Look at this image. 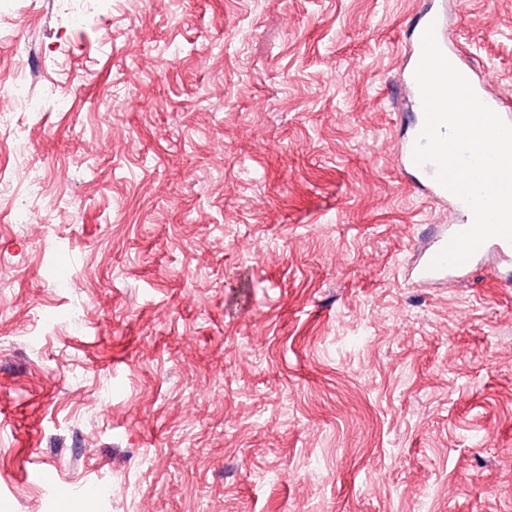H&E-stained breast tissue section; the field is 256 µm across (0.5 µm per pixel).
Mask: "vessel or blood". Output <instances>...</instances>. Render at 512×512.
I'll return each mask as SVG.
<instances>
[{
    "label": "vessel or blood",
    "instance_id": "1",
    "mask_svg": "<svg viewBox=\"0 0 512 512\" xmlns=\"http://www.w3.org/2000/svg\"><path fill=\"white\" fill-rule=\"evenodd\" d=\"M434 26L439 47H446V19L441 11L428 9L420 12L410 30L413 48L411 64H418L422 53V34L427 26ZM424 123L423 111H416L403 135L399 155V169L409 184L428 197L442 202H450L457 216L456 223L435 225L432 233L414 251L409 266L411 283L424 286L437 282L460 281L480 268L487 269L490 278L501 282L512 281V242L501 237L485 241L478 250L463 264L452 267L436 268L432 261L450 242L452 237L466 230L473 216L469 207L456 195H453L436 178V167L427 163L417 165L414 161V146Z\"/></svg>",
    "mask_w": 512,
    "mask_h": 512
}]
</instances>
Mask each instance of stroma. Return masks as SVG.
I'll return each mask as SVG.
<instances>
[{
	"label": "stroma",
	"instance_id": "35a3bbf8",
	"mask_svg": "<svg viewBox=\"0 0 512 512\" xmlns=\"http://www.w3.org/2000/svg\"><path fill=\"white\" fill-rule=\"evenodd\" d=\"M431 5L512 100V0H0L13 512H512V286L405 277Z\"/></svg>",
	"mask_w": 512,
	"mask_h": 512
}]
</instances>
